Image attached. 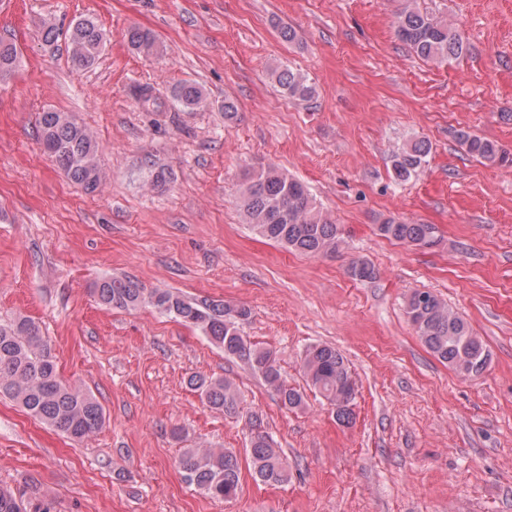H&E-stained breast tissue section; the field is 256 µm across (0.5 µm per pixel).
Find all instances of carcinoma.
<instances>
[{"label": "carcinoma", "instance_id": "obj_1", "mask_svg": "<svg viewBox=\"0 0 512 512\" xmlns=\"http://www.w3.org/2000/svg\"><path fill=\"white\" fill-rule=\"evenodd\" d=\"M395 35L425 60L443 63L457 59L463 52V38L454 27L428 12L408 4L394 23ZM128 44L138 52L155 47L147 30L132 27L126 33ZM106 35L89 19H79L70 28L69 44L74 63L92 66L105 45ZM19 64L16 48L0 41V77L10 74ZM270 76L284 94L292 99L308 100L315 94L307 78L290 68L273 67ZM173 100L193 109L205 101L202 88L193 82L177 85ZM39 137L45 151L87 193L100 186L95 141L84 127L59 112H43L39 117ZM460 143L473 158L483 162L511 164L512 158L496 143L462 131ZM431 145L425 139H409L392 155V174L396 181L417 175L426 163ZM240 207L250 227L261 236L280 244L290 252L307 257H334L343 240L334 221L319 209L307 187L274 165L260 167L245 175ZM378 234L388 240L431 248L439 239L430 224H410L388 217L376 225ZM348 273L357 280L373 278L374 269L363 260H353ZM95 293L104 305L136 309L149 305L161 314L199 326L209 340L224 349V355L236 358L262 377L288 409L305 405L304 391L282 382V374L272 351L252 345L239 334L231 317L244 319L248 311H232L223 304L188 299L171 291H148L138 282L112 277L96 285ZM413 330L438 360L448 364L457 375L480 376L490 361L486 345L473 338L470 325L461 317L448 319V306L435 294L415 292L406 304ZM301 369L307 387L334 408L336 419L348 424L353 419L356 382L343 355L327 344L308 347ZM188 384L213 409L237 413L238 394L234 384L224 378L193 374ZM16 401L34 418L81 441L99 431L104 424L101 405L90 393L71 389L58 372L55 357L40 328L32 320L19 317L0 324V396ZM248 451L253 478L268 485L288 481V462L272 437L251 419ZM185 482L212 499H232L241 489L242 465L237 453L221 448H186L179 458ZM0 512H24L21 501L0 487Z\"/></svg>", "mask_w": 512, "mask_h": 512}]
</instances>
